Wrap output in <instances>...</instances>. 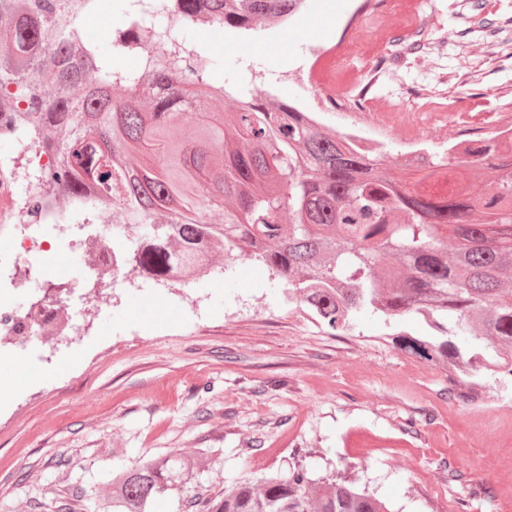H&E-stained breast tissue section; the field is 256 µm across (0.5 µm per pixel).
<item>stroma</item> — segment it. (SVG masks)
<instances>
[{
	"instance_id": "obj_1",
	"label": "stroma",
	"mask_w": 512,
	"mask_h": 512,
	"mask_svg": "<svg viewBox=\"0 0 512 512\" xmlns=\"http://www.w3.org/2000/svg\"><path fill=\"white\" fill-rule=\"evenodd\" d=\"M354 0H311L288 40L230 42L201 35L225 70L274 84L279 98L309 100L283 82L312 41L342 32ZM398 11L425 29L424 55L389 53L357 38L344 66L374 84L355 99L366 114L406 103L424 113L432 92L443 122H422L431 153L453 133L512 125V0H421ZM266 269L239 263L195 285L193 305L130 286L46 368L14 383L0 404V512H50L64 489L97 497L113 470L178 452L203 461L161 512H189L198 494L221 495L238 478L287 473L311 460L320 476L345 471L385 499L389 512H512V379L486 378L496 394L451 385L446 371L400 350L393 334L424 324L361 317L332 332L283 299ZM363 430L388 448H349ZM419 452L406 471L401 459Z\"/></svg>"
}]
</instances>
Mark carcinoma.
<instances>
[{
	"label": "carcinoma",
	"instance_id": "obj_1",
	"mask_svg": "<svg viewBox=\"0 0 512 512\" xmlns=\"http://www.w3.org/2000/svg\"><path fill=\"white\" fill-rule=\"evenodd\" d=\"M301 0H113L105 46L80 19L96 0H0V97L25 114L18 136L38 140L58 165L37 180L63 187L84 208L116 210L112 230L137 233V265L163 279L202 253L235 255L284 281L288 302L328 329L365 312L410 316L425 336L393 341L439 365L512 378V154L492 148L470 162L433 155L412 183L384 154L308 121L284 99L262 101L245 78L224 80L198 32L256 23L254 37ZM152 32L148 76L123 65ZM180 73L236 110L205 118L194 141L172 127L192 105ZM119 89L122 96L112 91ZM224 207V223L209 212ZM193 455L159 456L112 474L111 491L83 510L154 512L182 491ZM195 512H389L345 476L306 467L239 478Z\"/></svg>",
	"mask_w": 512,
	"mask_h": 512
}]
</instances>
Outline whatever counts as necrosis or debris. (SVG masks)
I'll use <instances>...</instances> for the list:
<instances>
[{
  "label": "necrosis or debris",
  "instance_id": "4bbe7bcc",
  "mask_svg": "<svg viewBox=\"0 0 512 512\" xmlns=\"http://www.w3.org/2000/svg\"><path fill=\"white\" fill-rule=\"evenodd\" d=\"M348 29L364 32L383 43L391 31L403 28L399 16L380 14L374 0H357L347 22ZM346 55L344 39L332 44H315L311 58L297 71L308 82L317 101L310 120L329 112H351L349 88L341 82L323 83L324 62L342 66ZM417 121L406 104H398L375 125L399 142L410 143L404 158L420 164L422 152L412 131ZM20 177L11 160L0 159V363L21 364L32 374L37 363L48 362L63 346L88 335L97 326L103 307L111 299L103 294L88 296L83 276L76 268L107 277L119 288L128 283L136 269L131 265L135 231L112 237L99 230L108 222L106 212L90 214L88 223H68L75 209L72 198L58 195L44 185L19 189ZM41 278V294L26 307L16 308L13 296L25 290L30 276Z\"/></svg>",
  "mask_w": 512,
  "mask_h": 512
}]
</instances>
